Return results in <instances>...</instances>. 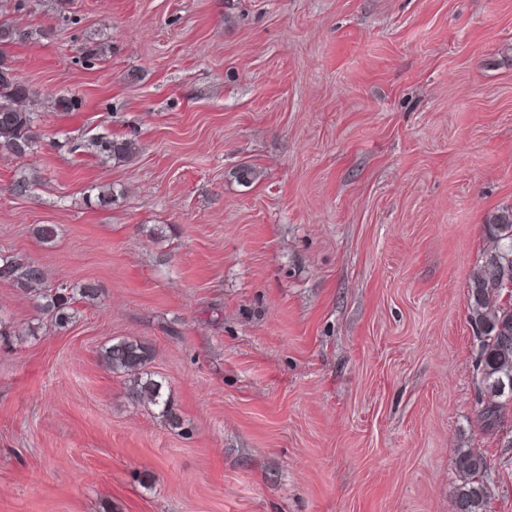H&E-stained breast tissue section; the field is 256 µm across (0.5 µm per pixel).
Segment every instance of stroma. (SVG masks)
Masks as SVG:
<instances>
[{"instance_id": "35a3bbf8", "label": "stroma", "mask_w": 512, "mask_h": 512, "mask_svg": "<svg viewBox=\"0 0 512 512\" xmlns=\"http://www.w3.org/2000/svg\"><path fill=\"white\" fill-rule=\"evenodd\" d=\"M0 24L37 115L0 154V255L100 294L62 328L0 282V512H452L467 448L512 512L468 309L512 209V0H0ZM114 338L152 347L184 431L127 401ZM94 146L100 155L107 158L113 157L115 159L129 158L136 151L135 144L129 140L102 138L97 140Z\"/></svg>"}]
</instances>
